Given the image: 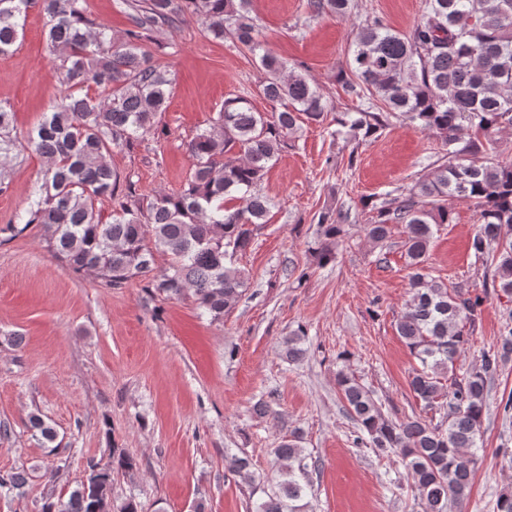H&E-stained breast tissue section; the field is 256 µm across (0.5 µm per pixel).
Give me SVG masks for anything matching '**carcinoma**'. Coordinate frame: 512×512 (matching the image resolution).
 <instances>
[{
	"mask_svg": "<svg viewBox=\"0 0 512 512\" xmlns=\"http://www.w3.org/2000/svg\"><path fill=\"white\" fill-rule=\"evenodd\" d=\"M352 0H308L312 17L346 15ZM33 0H0V56L22 37ZM131 28L116 39L87 11L86 0H42L47 46L58 61L62 92L28 133L27 146L47 159L33 190L30 208L10 229L23 233L40 224L51 252L75 272L90 271L110 288L134 278L146 280L153 298L190 296L213 321L242 296L249 273L234 263L255 232L267 223L271 200L260 193L269 169L300 123L321 122L327 105L304 74L255 38L248 0H123ZM200 21L207 38L230 42L259 56L264 70L260 93L276 105L260 112L240 97L227 98L208 127L188 142L193 168L176 192L149 201L121 178L106 157L131 149L144 136H161L157 115L172 91L169 71L156 64L143 41L186 15ZM346 92L361 100L354 112L336 117L350 139L363 141L403 114L447 148L412 183L372 206L366 238L384 247L394 226H404L411 301L396 330L420 362L410 380L414 395L433 409H446L432 425L420 418L393 421L356 380L340 372L336 385L359 429L379 452H397L426 501L427 512H454L468 499L478 461L485 396L501 363L512 354V327L500 346L483 353L479 367L456 376L455 365L469 341L488 292L473 293L425 273L432 226L448 224V200L469 202L479 229L471 241L476 258L494 266V279L512 297V163L500 160L498 134L512 128V0H424L423 13L407 32L379 18L357 26ZM21 142L13 115L0 104V190L9 176L4 161ZM112 200L110 220L102 221L95 202ZM351 220L344 209L318 217L320 233L311 250L317 265L336 260V241ZM153 245H148V241ZM169 256L154 273L153 249ZM306 331L281 344L290 361L303 354ZM30 427L49 443L56 430L40 417ZM281 479L255 512H300L296 502L311 493L309 463L294 440L273 449ZM228 471L254 479L245 458L225 459ZM120 452L102 467L87 464L83 481L69 498L47 500L41 512H112V473L135 468ZM22 469L0 477V488L22 495Z\"/></svg>",
	"mask_w": 512,
	"mask_h": 512,
	"instance_id": "cac0c4a2",
	"label": "carcinoma"
}]
</instances>
